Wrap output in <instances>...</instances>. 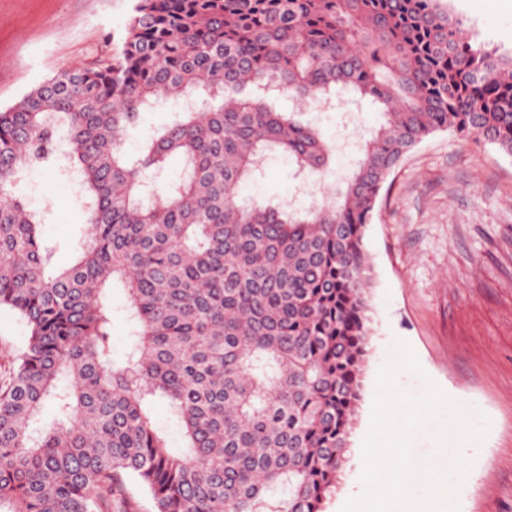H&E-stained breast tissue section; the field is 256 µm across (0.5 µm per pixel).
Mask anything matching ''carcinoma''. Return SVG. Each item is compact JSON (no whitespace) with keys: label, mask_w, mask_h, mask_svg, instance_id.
<instances>
[{"label":"carcinoma","mask_w":512,"mask_h":512,"mask_svg":"<svg viewBox=\"0 0 512 512\" xmlns=\"http://www.w3.org/2000/svg\"><path fill=\"white\" fill-rule=\"evenodd\" d=\"M262 85L304 105L347 90L382 113L339 197L239 203L264 155L309 173L331 155ZM200 95L126 154L141 112ZM439 131L512 153V59L462 37L442 0H135L112 49L1 109L0 310L29 336L0 364V512H129L128 481L156 512H325L370 334L365 227ZM174 158L182 174L148 196L146 173ZM41 167L84 190L81 253L56 274L14 194ZM157 399L183 446L154 421ZM112 305V351L113 357L121 359L126 346L128 327L125 321L124 297L120 289H114L111 297Z\"/></svg>","instance_id":"carcinoma-1"}]
</instances>
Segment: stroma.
Wrapping results in <instances>:
<instances>
[{
    "label": "stroma",
    "instance_id": "stroma-1",
    "mask_svg": "<svg viewBox=\"0 0 512 512\" xmlns=\"http://www.w3.org/2000/svg\"><path fill=\"white\" fill-rule=\"evenodd\" d=\"M133 0H0V108L58 69L89 63L118 33ZM464 34L512 58V0H447ZM303 120L334 147L325 179L304 178L287 155L266 158L237 191L245 200L308 203L342 187L382 117L370 104H310ZM18 195L42 212L53 268L69 266L84 239L81 189L36 170ZM372 266V334L362 401L340 486L325 512H341L360 488L362 443L370 427L379 369L408 342L422 369L461 399L472 426L488 424L472 479L459 495L467 512H512V154L498 145L437 132L426 137L385 183L365 236ZM449 413L427 416L413 460L443 471L452 460L436 438Z\"/></svg>",
    "mask_w": 512,
    "mask_h": 512
}]
</instances>
